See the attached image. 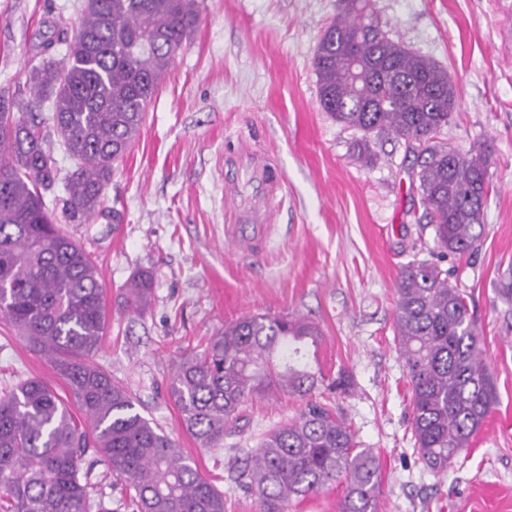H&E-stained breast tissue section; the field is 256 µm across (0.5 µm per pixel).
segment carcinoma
Masks as SVG:
<instances>
[{"label": "carcinoma", "mask_w": 512, "mask_h": 512, "mask_svg": "<svg viewBox=\"0 0 512 512\" xmlns=\"http://www.w3.org/2000/svg\"><path fill=\"white\" fill-rule=\"evenodd\" d=\"M197 0H84L76 25L55 22L67 63L48 57L32 70L33 106L16 114L0 94V315L30 350L49 360L84 420L52 386L20 381L0 396V512H115L83 461L94 449L108 486L130 495L132 512H224L220 490L177 441L136 408L121 380L96 360L108 318L93 259L56 225L44 195L59 169L51 136L74 162L67 174L70 218L93 217L112 171L136 140L159 82L199 24ZM360 68L353 71V61ZM313 65L320 104L361 133L356 160L370 164L374 139L394 136L422 158V202L444 253L465 255L479 240L490 193L488 160L438 140L459 107L448 72L386 37L371 0H338ZM395 342L411 386L414 450L434 473L470 446L496 390L478 348L465 294L435 263L413 262L397 281ZM153 298L147 272L133 277L123 306L144 312ZM318 328L303 319L248 315L201 349L182 353L171 397L182 428L204 448L235 429L255 396H298L299 416L244 453L235 482L257 512H289L294 502L344 480L339 512H377L380 464L342 413L313 398L318 386L348 392L342 371L325 382L308 348Z\"/></svg>", "instance_id": "cac0c4a2"}]
</instances>
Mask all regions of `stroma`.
<instances>
[{
  "label": "stroma",
  "mask_w": 512,
  "mask_h": 512,
  "mask_svg": "<svg viewBox=\"0 0 512 512\" xmlns=\"http://www.w3.org/2000/svg\"><path fill=\"white\" fill-rule=\"evenodd\" d=\"M82 0H0V91L32 99L28 74L58 17ZM200 22L165 74L139 135L106 184L100 213L62 214L64 185L46 201L97 262L109 329L100 363L126 380L138 411L174 437L224 492L225 512H257L231 478L239 449L295 419L293 395L256 398L238 433L204 448L181 426L169 387L182 350L252 314L303 317L320 337L311 357L325 376L346 371L345 393L323 391L381 463L377 512H512V0H372L383 32L444 67L461 106L439 138L490 152L493 189L473 252L448 256L465 290L497 401L447 474L414 450L410 394L394 342L395 286L403 266L436 261L419 166L404 140L372 141L373 165L352 158L356 131L325 112L313 67L336 0H198ZM276 169L275 197L262 167ZM274 221L259 252L226 236L245 208ZM148 270L155 297L142 314L119 297ZM37 377L61 396L65 381L0 317V392Z\"/></svg>",
  "instance_id": "1"
}]
</instances>
